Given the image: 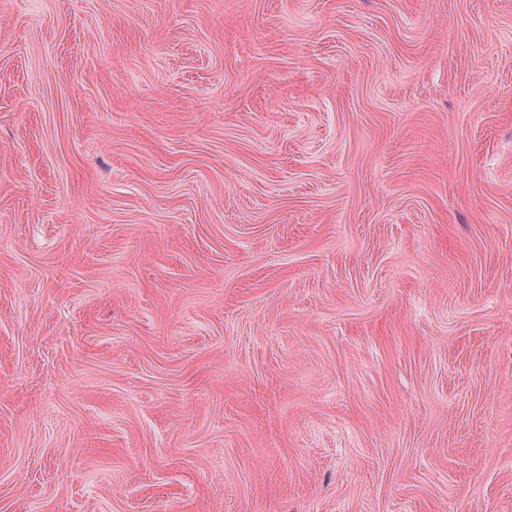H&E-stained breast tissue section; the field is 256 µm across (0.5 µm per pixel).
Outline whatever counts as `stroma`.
<instances>
[{"instance_id":"35a3bbf8","label":"stroma","mask_w":512,"mask_h":512,"mask_svg":"<svg viewBox=\"0 0 512 512\" xmlns=\"http://www.w3.org/2000/svg\"><path fill=\"white\" fill-rule=\"evenodd\" d=\"M0 512H512V0H0Z\"/></svg>"}]
</instances>
